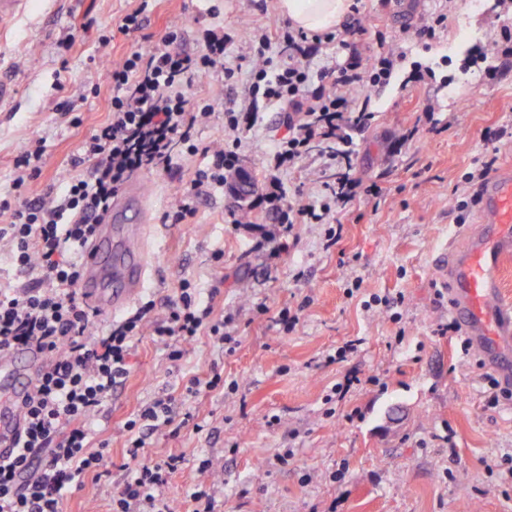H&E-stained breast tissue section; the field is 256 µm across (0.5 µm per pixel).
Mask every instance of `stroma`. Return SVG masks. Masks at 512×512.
<instances>
[{"label": "stroma", "mask_w": 512, "mask_h": 512, "mask_svg": "<svg viewBox=\"0 0 512 512\" xmlns=\"http://www.w3.org/2000/svg\"><path fill=\"white\" fill-rule=\"evenodd\" d=\"M277 3L154 0L142 28L127 33L120 25L132 0H29L1 38L0 65L19 99L0 109V199L17 205L61 183L107 116L106 64L150 49L177 26L185 49L224 37L225 66L249 68L241 35L287 25ZM359 8L369 31L397 40L394 72L369 94L371 120L350 132V165H328L317 144L281 181L288 203L344 173L377 185L380 195L336 206L343 231L335 245H327L323 225L298 224L279 256L255 250L274 209L265 197L267 156L286 132L275 111L239 148L254 185L250 225L225 222L231 198L218 188L189 223H161L177 188L204 167L202 156L177 159L166 173L135 174L152 227L141 300L164 303L190 280L214 294L216 308L238 312L241 341L228 354L202 336L174 363L152 336L139 337L128 377L113 391L107 417L94 423L98 439L109 442V474L72 483L67 512H112L130 462L123 425L160 396L172 399L173 426L157 431L144 454L183 456L162 489L177 512H191L200 487L215 512H512V399L492 387L494 372L478 353H462V336L445 334L448 287L434 267L478 221L482 184L466 174L512 162V59L488 52L512 30V8L499 0H361ZM440 10L447 27L418 37ZM240 91L220 72L187 87L190 100L213 106L200 145L223 143L224 111ZM40 140L42 174L15 191L13 160ZM456 195L470 203L461 223ZM374 295L394 308H367ZM288 310L300 316L290 332L279 322ZM351 339L357 350L336 360ZM214 373L235 390L187 392L191 376ZM188 412L206 421L204 432L185 421ZM285 448L294 458L282 467L273 457Z\"/></svg>", "instance_id": "1"}]
</instances>
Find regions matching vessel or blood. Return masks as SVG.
Here are the masks:
<instances>
[{
  "mask_svg": "<svg viewBox=\"0 0 512 512\" xmlns=\"http://www.w3.org/2000/svg\"><path fill=\"white\" fill-rule=\"evenodd\" d=\"M138 184L121 193L84 252L79 289L98 312L117 313L132 304L149 267L138 243L148 231ZM512 260V167L482 188L480 219L468 239L437 262L449 286L450 310L470 345L503 383L512 385V302L502 292ZM42 360L29 352L0 351V456L11 452L23 426L22 402L36 385Z\"/></svg>",
  "mask_w": 512,
  "mask_h": 512,
  "instance_id": "obj_1",
  "label": "vessel or blood"
}]
</instances>
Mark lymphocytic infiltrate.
<instances>
[{"label":"lymphocytic infiltrate","instance_id":"1","mask_svg":"<svg viewBox=\"0 0 512 512\" xmlns=\"http://www.w3.org/2000/svg\"><path fill=\"white\" fill-rule=\"evenodd\" d=\"M365 33L356 14L339 33L323 37L290 26L253 28L248 42L258 62L238 106L224 112L223 147L212 150L197 141L212 106L190 102L185 88L220 69L230 79L235 72L224 67L223 40L188 53L180 47V28L170 27L152 49L131 50L107 70L112 87L108 118L72 157L60 193L19 208L0 200V241L7 242L10 261L31 274L22 285L0 284V351L37 350L49 359L24 403L16 450L0 458V512H65L69 485L103 469L107 443L96 440L92 423L106 415L113 389L128 376L133 341L144 330H151L173 362L199 336L229 353L240 343L234 314H216L213 301L201 299L187 279L161 306L163 316H156L159 306L149 300L112 319L104 336L91 335L95 312L78 295L80 253L115 196L138 172L170 170L178 156H208L207 167L196 170L161 218L165 224L186 223L205 188L231 190L245 180L238 144L261 112L271 108L284 112L287 133L268 158V200L281 199V173L315 142L332 144L329 160L349 161L348 130L370 118L368 112L353 111V97L383 84L397 60L395 48L380 33L372 54L362 55L354 39ZM334 42L346 49L344 61L311 71V61ZM272 48L277 51L273 58L268 55ZM378 193L377 186L357 179L323 183L316 201L278 208L277 222L263 242L283 249L284 235L297 224L324 225L327 240L335 241L342 232L330 221L335 203ZM172 422L170 401L163 397L145 403L125 422L132 467L112 512H172L154 490L167 483L180 456L162 462L141 458L151 435Z\"/></svg>","mask_w":512,"mask_h":512}]
</instances>
